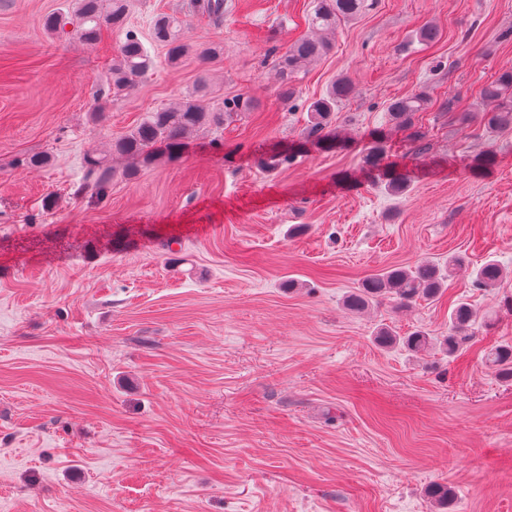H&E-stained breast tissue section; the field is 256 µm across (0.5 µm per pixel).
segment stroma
Returning a JSON list of instances; mask_svg holds the SVG:
<instances>
[{"label":"stroma","mask_w":512,"mask_h":512,"mask_svg":"<svg viewBox=\"0 0 512 512\" xmlns=\"http://www.w3.org/2000/svg\"><path fill=\"white\" fill-rule=\"evenodd\" d=\"M60 2L0 0V512H432L434 483L448 512H512V383L482 361L512 344V130L487 133L473 110L512 67V0H375L287 102L268 52L306 34L312 0H227L219 22L133 0L142 41L174 14L224 53L170 66L151 44L154 69L122 96L107 85L119 34L48 35ZM341 77L349 146L263 169ZM421 87L423 152L386 111ZM195 91L257 106L127 175L113 141ZM382 128L402 195L361 170ZM93 150L115 171L99 203L78 192ZM490 151L497 165L474 172ZM452 256L464 266L439 300L342 305L376 271ZM489 259L501 283L474 287ZM459 300L493 325L452 360L440 342ZM382 323L434 343L381 347Z\"/></svg>","instance_id":"obj_1"}]
</instances>
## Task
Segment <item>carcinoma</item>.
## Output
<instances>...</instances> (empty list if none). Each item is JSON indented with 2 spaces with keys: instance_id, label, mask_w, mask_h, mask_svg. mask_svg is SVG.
Listing matches in <instances>:
<instances>
[{
  "instance_id": "cac0c4a2",
  "label": "carcinoma",
  "mask_w": 512,
  "mask_h": 512,
  "mask_svg": "<svg viewBox=\"0 0 512 512\" xmlns=\"http://www.w3.org/2000/svg\"><path fill=\"white\" fill-rule=\"evenodd\" d=\"M366 7L368 0H313V10L308 18L313 35L294 42L283 51L274 46L269 52L278 76L281 99L293 98L298 75L306 64L330 52L332 41L327 34L334 32L337 25L355 19ZM190 9L196 14L220 20L224 17L226 3L224 0H191ZM68 25L71 26L70 34L86 45L98 43L105 29L124 35L110 68L115 94L134 91L138 79L155 65L139 35L129 28L127 0H66L64 10L50 13L42 20V27L50 34L62 31ZM150 27L152 41L166 49L167 61L172 65L189 55L207 62L220 53L216 46L193 44L185 35L182 20L175 16L157 15ZM352 92L353 85L348 78L333 82L326 94L308 105L309 120L302 141L271 154L264 165L278 167L289 163L308 143L328 153L344 147L346 140L338 135L332 124L336 103ZM479 96L480 119L488 131L512 127V69L497 73L482 85ZM429 103V92L420 88L411 95L391 100L386 111L397 128L409 131L411 141L421 142L426 134L416 128L414 119L416 113L425 111ZM255 107L256 100L250 95L239 94L224 100L221 106H214L204 95L190 94L173 105L146 113L138 124L115 140L113 150L139 166L151 165L162 158L175 159L189 149L194 136L219 129L233 116L251 112ZM390 149L386 132L369 133L362 155L363 170L369 177L383 182L388 191L402 194L410 186L409 176L389 161ZM85 164V182L79 193L103 197L111 184L113 169L97 154L88 155ZM502 276L500 265L488 261L475 271L474 284L478 288H492ZM447 278L438 265L425 261L412 269L390 268L366 278L360 288L345 297L343 307L351 313H360L386 296L392 297L400 308L409 307L420 299L439 297L446 288ZM476 321L477 314L467 302L459 301L452 308L448 336L443 339V349L448 357L454 358L467 348L475 336ZM375 341L382 347L397 345L417 351L430 344V337L420 329L408 336H398L382 325L376 331ZM484 361L500 380L512 381V345L490 349ZM427 495L438 508L446 509L451 489L436 484L429 487Z\"/></svg>"
}]
</instances>
